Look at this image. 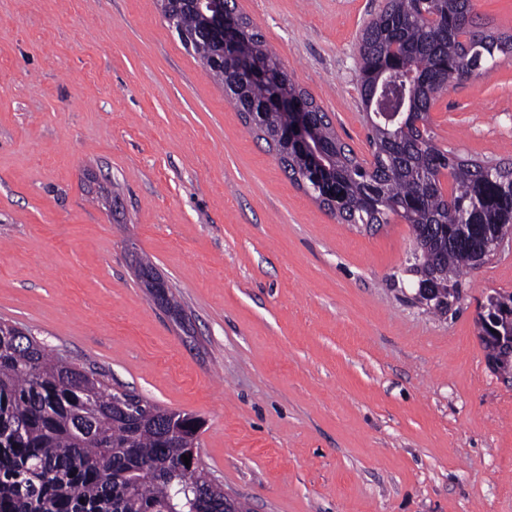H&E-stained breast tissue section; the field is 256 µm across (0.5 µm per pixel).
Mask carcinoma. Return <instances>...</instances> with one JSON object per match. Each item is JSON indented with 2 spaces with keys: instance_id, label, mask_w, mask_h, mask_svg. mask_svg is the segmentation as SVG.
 <instances>
[{
  "instance_id": "obj_1",
  "label": "carcinoma",
  "mask_w": 512,
  "mask_h": 512,
  "mask_svg": "<svg viewBox=\"0 0 512 512\" xmlns=\"http://www.w3.org/2000/svg\"><path fill=\"white\" fill-rule=\"evenodd\" d=\"M186 49L224 84L228 103L274 151L288 177L343 224H388L399 218L414 236L420 284L455 289L461 274L492 252L512 226V160L488 164L441 148L429 113L452 81L477 76L487 58L512 53V34L473 19L472 0H385L361 29L358 81L362 104L387 68L415 76L413 116L401 127L367 123L372 160H361L337 136L327 114L293 80L251 21L239 16L252 59L279 69L283 88L303 103L333 180L288 148L287 119L264 106L265 88L238 77L225 82L221 49L193 0H159ZM451 182L445 189L443 178ZM105 374L48 353L32 335L0 322V512H224V488L201 469L185 476L182 455L198 447L199 417L125 394Z\"/></svg>"
}]
</instances>
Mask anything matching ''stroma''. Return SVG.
<instances>
[{
	"label": "stroma",
	"instance_id": "1",
	"mask_svg": "<svg viewBox=\"0 0 512 512\" xmlns=\"http://www.w3.org/2000/svg\"><path fill=\"white\" fill-rule=\"evenodd\" d=\"M382 3L237 0L365 160L358 34ZM430 116L442 148L512 159V57ZM412 248L294 184L156 0H0V320L199 416L250 512H512V378L476 329L512 248L443 317L412 301Z\"/></svg>",
	"mask_w": 512,
	"mask_h": 512
}]
</instances>
